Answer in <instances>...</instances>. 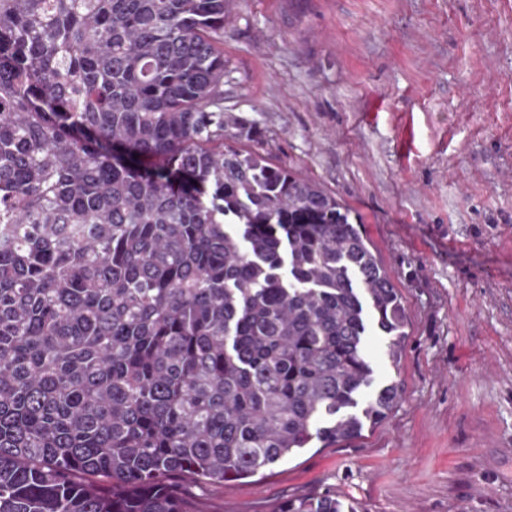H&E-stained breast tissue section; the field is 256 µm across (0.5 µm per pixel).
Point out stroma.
Here are the masks:
<instances>
[{
  "label": "stroma",
  "instance_id": "obj_1",
  "mask_svg": "<svg viewBox=\"0 0 512 512\" xmlns=\"http://www.w3.org/2000/svg\"><path fill=\"white\" fill-rule=\"evenodd\" d=\"M238 140L336 196L407 319L370 333L388 417L263 474L179 484L195 512L334 493L362 512H512V0H235Z\"/></svg>",
  "mask_w": 512,
  "mask_h": 512
}]
</instances>
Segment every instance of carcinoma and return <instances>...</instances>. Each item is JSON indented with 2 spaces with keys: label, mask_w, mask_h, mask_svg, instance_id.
I'll list each match as a JSON object with an SVG mask.
<instances>
[{
  "label": "carcinoma",
  "mask_w": 512,
  "mask_h": 512,
  "mask_svg": "<svg viewBox=\"0 0 512 512\" xmlns=\"http://www.w3.org/2000/svg\"><path fill=\"white\" fill-rule=\"evenodd\" d=\"M232 0H0V512H194L361 434L406 315L315 181L224 139ZM276 512H361L325 493Z\"/></svg>",
  "instance_id": "obj_1"
}]
</instances>
